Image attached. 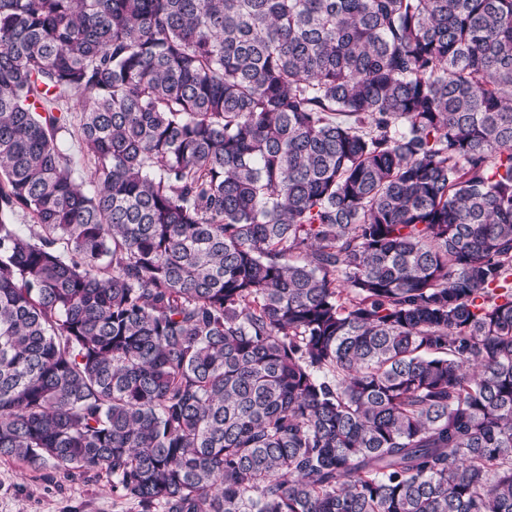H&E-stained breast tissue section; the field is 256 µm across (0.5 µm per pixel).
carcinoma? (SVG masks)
<instances>
[{
	"mask_svg": "<svg viewBox=\"0 0 512 512\" xmlns=\"http://www.w3.org/2000/svg\"><path fill=\"white\" fill-rule=\"evenodd\" d=\"M0 457L512 512V0H0Z\"/></svg>",
	"mask_w": 512,
	"mask_h": 512,
	"instance_id": "carcinoma-1",
	"label": "carcinoma"
}]
</instances>
